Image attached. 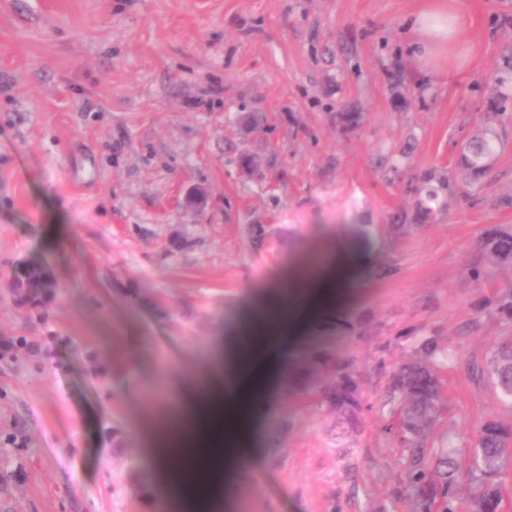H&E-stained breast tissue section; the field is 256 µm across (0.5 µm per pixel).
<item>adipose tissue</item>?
<instances>
[{
	"label": "adipose tissue",
	"mask_w": 512,
	"mask_h": 512,
	"mask_svg": "<svg viewBox=\"0 0 512 512\" xmlns=\"http://www.w3.org/2000/svg\"><path fill=\"white\" fill-rule=\"evenodd\" d=\"M326 250L327 257L303 258L254 292L223 346L181 381L176 401L143 415L166 512H216L260 466L257 423L280 381L276 344L305 340L312 325L355 299L360 253L333 242Z\"/></svg>",
	"instance_id": "adipose-tissue-1"
}]
</instances>
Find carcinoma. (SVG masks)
<instances>
[{
  "label": "carcinoma",
  "mask_w": 512,
  "mask_h": 512,
  "mask_svg": "<svg viewBox=\"0 0 512 512\" xmlns=\"http://www.w3.org/2000/svg\"><path fill=\"white\" fill-rule=\"evenodd\" d=\"M493 123L485 132L461 145L457 168L462 181H453L448 172L434 167L425 170L419 184L413 210L404 212L398 220L423 223L430 209L425 200H435L439 193L476 195L479 182L489 169V160L500 146L495 126L502 128L512 122V114L501 104L492 113ZM481 260L472 263L468 277L480 282L487 270L512 266V227L500 226L485 230L476 242ZM489 314L512 326V286L504 289L492 303ZM451 353L435 338H427L414 349L409 358L390 374L388 392L395 408L389 420L381 425L385 435L398 437L405 448L408 470V496L416 512H457L456 500L460 487L472 493L471 512H503L505 496H512V486H505L500 474L505 462L512 458V423L484 421L477 429L474 446L469 449L471 463L461 470L455 460L456 449L449 442L439 446L435 460H430L428 444L436 425L446 417L448 400L442 369ZM303 368L315 380L311 388L336 413V423L346 433H358L363 428L362 401L350 400V384L358 382L353 360L339 353L337 343L315 345L306 355ZM488 375L501 402L512 406V335L497 342L490 352Z\"/></svg>",
  "instance_id": "1"
}]
</instances>
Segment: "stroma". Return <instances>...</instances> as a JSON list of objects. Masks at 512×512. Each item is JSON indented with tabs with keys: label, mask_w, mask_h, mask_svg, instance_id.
<instances>
[{
	"label": "stroma",
	"mask_w": 512,
	"mask_h": 512,
	"mask_svg": "<svg viewBox=\"0 0 512 512\" xmlns=\"http://www.w3.org/2000/svg\"><path fill=\"white\" fill-rule=\"evenodd\" d=\"M433 2L0 0V512H163L141 413L200 369L251 292L331 241L363 263L354 304L314 336L353 358L365 428L342 435L302 382L303 347L283 351L263 463L233 512H412L378 426L386 370L430 336L456 353L440 432L465 449L485 420L512 422L481 373L507 333L485 305L512 267L465 273L480 232L512 225V126L474 199L388 231L421 173L457 175L489 76L512 71V0H463L429 55L405 22ZM27 267L47 292L16 291ZM348 322L362 334L341 337Z\"/></svg>",
	"instance_id": "35a3bbf8"
}]
</instances>
